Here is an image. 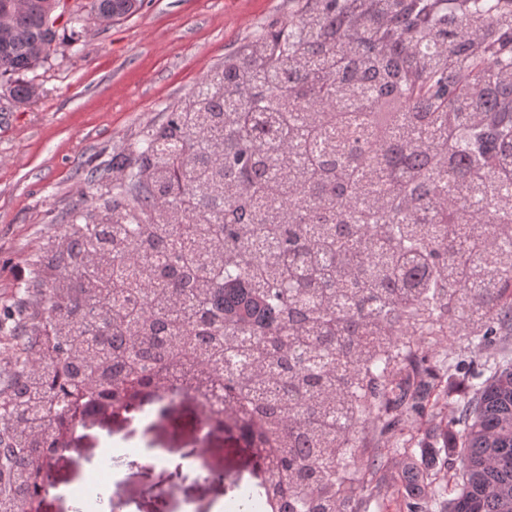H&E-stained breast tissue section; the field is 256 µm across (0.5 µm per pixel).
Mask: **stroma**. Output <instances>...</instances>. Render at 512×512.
<instances>
[{
	"instance_id": "1",
	"label": "stroma",
	"mask_w": 512,
	"mask_h": 512,
	"mask_svg": "<svg viewBox=\"0 0 512 512\" xmlns=\"http://www.w3.org/2000/svg\"><path fill=\"white\" fill-rule=\"evenodd\" d=\"M303 0H145L136 14L100 26L85 16L80 32L65 30L58 52L36 71L41 95L15 105L0 95V388L15 375L8 342L11 318L26 300L17 267L31 268L44 243L67 223L71 210L91 203L112 180V166L152 129L179 111L202 78L222 66L225 55L246 48L262 30L283 26ZM97 168L88 184L83 170ZM426 374L407 381L427 382L422 413L403 417L398 430L385 433L378 419L358 431V477L367 459L403 440L409 453L384 457L374 484L379 493L360 497L357 512H402L413 492L407 472L417 468L434 476L446 471L443 434H456L457 405L472 395L473 365L512 362V335L486 345L456 337L432 345ZM193 401L175 415L154 423L105 418L78 431L51 470L50 493L41 512H72L66 489L84 486L101 448H154L167 457H191L194 475L168 472L129 461L120 465L112 512L128 505L138 512H214L240 484H257L253 450L239 432L202 436ZM223 482L205 480L210 471Z\"/></svg>"
}]
</instances>
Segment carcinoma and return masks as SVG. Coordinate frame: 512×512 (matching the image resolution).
<instances>
[{
	"label": "carcinoma",
	"mask_w": 512,
	"mask_h": 512,
	"mask_svg": "<svg viewBox=\"0 0 512 512\" xmlns=\"http://www.w3.org/2000/svg\"><path fill=\"white\" fill-rule=\"evenodd\" d=\"M24 2L0 28V89L19 105L59 43L54 0ZM507 2L306 0L112 166L116 193L74 208L30 269L0 390V512H27L86 398L120 411L181 373L224 395L283 512H355L336 474L358 426L377 412L392 430L424 402L388 353L418 332L512 335ZM143 6L89 3L116 19ZM474 378L447 512H512V364Z\"/></svg>",
	"instance_id": "cac0c4a2"
}]
</instances>
